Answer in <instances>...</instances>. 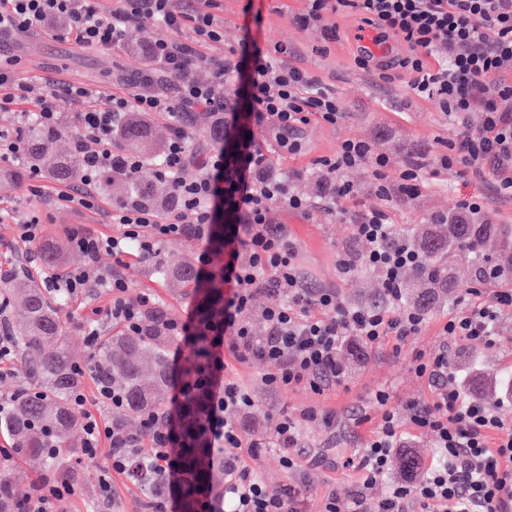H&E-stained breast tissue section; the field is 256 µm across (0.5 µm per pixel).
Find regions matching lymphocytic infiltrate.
<instances>
[{"instance_id": "1", "label": "lymphocytic infiltrate", "mask_w": 512, "mask_h": 512, "mask_svg": "<svg viewBox=\"0 0 512 512\" xmlns=\"http://www.w3.org/2000/svg\"><path fill=\"white\" fill-rule=\"evenodd\" d=\"M218 2L188 0L182 5L178 0H117L107 11L91 0H0V35L46 29L55 21L71 19L75 25L68 36L74 44L111 49L122 46L127 30L145 18L171 30V37L148 46L146 56L152 67L138 73V91L120 90L100 100L88 88L65 87V95L84 106L74 142L82 159V181L90 187L100 173L112 169L132 178L138 175L142 160L112 148L113 129L132 110L171 116L206 111L221 127L223 144L210 150L204 160H197L188 129L174 126L155 176L171 186L177 213L166 219L155 208L124 204L111 214L118 234L92 229L69 232L68 244L83 256L84 264L65 276L50 277L46 286L72 298L92 288H108L106 317L129 332L140 331L145 312L155 305L154 296L129 297L123 277L102 274L97 265L100 254L107 252L119 259L132 246L148 254L160 241L191 236L203 245L198 262L204 276L213 263L204 242L213 225H223V308L206 318L192 312L164 321L169 335L207 337L201 375L206 405L198 431L207 447L239 452L236 461L224 465L223 495L198 489L194 512H305L299 485L268 488L254 467L262 444L248 439L240 423L254 400L236 378L234 366L250 360L268 363L261 382L273 392L307 387L319 393L326 383H341L336 356L347 339L372 348L388 339L404 342L420 331L423 319L403 306L400 290L419 256L406 246L384 248V241L392 235L388 211L362 209L354 215L353 235L370 249L360 258L343 255L339 267L345 274L361 264L379 271L385 284L383 302L353 305L334 289L306 285L287 231L273 225L269 214L276 207L305 214L311 204L294 194L287 179L271 173L268 156L253 133L258 128L269 129L275 152L298 155L304 149L300 130L314 121L336 124L343 117L342 108L318 77L294 64L295 53L288 46L277 44L265 51L246 39L239 58L206 57L204 47L224 38L212 14ZM329 11L357 14L381 39L392 37L405 45V54L389 61L359 48L358 64L375 65L379 79H387L391 69L406 70L413 76L414 94L437 101L450 119L462 124L469 113L483 114L482 127L449 143L439 164L489 175L497 197L511 200L512 0H308V9L298 22L304 28L320 24ZM203 62L212 71L207 83L194 75L195 66ZM229 81L239 82L241 89L240 102L231 107L224 102V85ZM315 166L326 190L324 199L332 204L358 197L357 186L343 177L352 168H369L377 194L385 199L417 191L425 179L422 166L411 165L401 170L398 180H389L388 158L374 154L367 142L355 138L342 141L333 155L317 158ZM265 292L279 295L280 301L265 308L266 333L258 337L251 332L247 314ZM506 309H512L511 288L452 313L443 330L460 340L490 346L495 341V324ZM416 370L433 382L435 392L431 403L413 404L410 422L417 430L434 435L435 463L418 478L390 483L384 495L371 498L372 489L389 473L393 452L401 443L398 419L384 412L377 433L360 456L354 492L345 499L332 491L326 493L319 512H512V424L505 423L487 403L449 385L452 372L447 351L419 359ZM185 394V388H177L174 407L165 417L143 414L138 437L119 423L93 414L83 393L72 397L84 432L85 454L108 452L101 484H108L111 475L129 474L136 460L144 468L164 473L167 487L148 496L144 512H168L169 494L181 492L185 472L177 446ZM311 424L335 428L336 415L314 408L279 415L265 445L281 451L285 469L302 468L303 430ZM143 436L152 452L139 460L135 450Z\"/></svg>"}]
</instances>
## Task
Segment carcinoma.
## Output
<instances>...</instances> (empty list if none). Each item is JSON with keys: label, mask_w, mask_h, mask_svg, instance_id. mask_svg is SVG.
<instances>
[{"label": "carcinoma", "mask_w": 512, "mask_h": 512, "mask_svg": "<svg viewBox=\"0 0 512 512\" xmlns=\"http://www.w3.org/2000/svg\"><path fill=\"white\" fill-rule=\"evenodd\" d=\"M125 151L156 163L162 159V146L155 138L154 126L141 112L128 113L116 131ZM28 166L39 170L58 184L71 185L82 178L78 154H64L55 147L58 131L31 122L26 131ZM115 182L128 188V198L151 200L147 186L135 178L106 171L99 176V189L108 193ZM416 248L421 262L415 270L416 284L402 283L406 291L418 288L413 306L423 315L445 295L462 288L454 275L460 261L469 263L472 281L488 286L512 284V225L489 224L476 217L450 214L445 222L423 225ZM36 250L42 268L60 272L64 266L65 245L46 241ZM163 276L184 289V295L203 316L224 306V285L217 279L200 280L193 258L183 249L161 261ZM41 276L29 275L27 281H15L0 288L5 306L9 295H19L17 314L7 319L20 359L19 374L33 383L21 389L0 413V435L7 438L8 458L0 460V512H17L19 501L14 487L33 473L49 470L58 480L76 487L83 477L101 467L99 461L82 453V443L73 431L78 421L71 398L83 386L85 377L108 391L123 397L119 416L161 415L166 407L169 383L168 350L173 341L163 327V312L151 311L144 318L137 337L117 330L99 336L91 343L88 371L74 364L63 348V314L69 299L52 294L39 285ZM186 351L181 378L193 396L183 411L185 446L179 449L180 464L189 472V480L200 486L214 487L221 472L215 469V448H202L195 437V422L202 410V399L195 387L198 371L206 360L204 344L193 338L182 340ZM499 382L512 388V373L491 371L472 380V389L486 395ZM399 468L413 477L421 471L420 457L413 451L399 455ZM131 477L154 491L164 479L161 473L144 471L136 465Z\"/></svg>", "instance_id": "obj_1"}]
</instances>
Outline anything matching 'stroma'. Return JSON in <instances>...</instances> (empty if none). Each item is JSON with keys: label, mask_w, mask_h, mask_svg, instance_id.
I'll return each instance as SVG.
<instances>
[{"label": "stroma", "mask_w": 512, "mask_h": 512, "mask_svg": "<svg viewBox=\"0 0 512 512\" xmlns=\"http://www.w3.org/2000/svg\"><path fill=\"white\" fill-rule=\"evenodd\" d=\"M261 12V26L245 29L244 5ZM308 7L307 0H222L215 15L224 28L223 43L213 45L210 55L238 49L244 35H251L260 48L284 44L295 48L301 63L335 92L343 110L336 124L314 122L307 125L304 135L307 151L299 156L271 155L273 169L288 178L290 187L315 205L303 214L283 208L272 209V223L288 230L296 250V262L309 286L335 289L345 302L370 305L382 301V280L367 266L348 275L342 274L338 262L348 249L366 253L364 244L355 243L350 215L355 207L379 206L368 169L360 167L346 172L345 177L360 190L358 201H343L333 209L318 205V186L314 175V159L334 154L340 143L348 138L368 142L374 153L389 156L393 166L390 178H397L400 167L412 160L423 159L433 164L444 142L455 139L462 127L448 120L435 101L416 97L410 84V73L396 69L390 81H380L373 72L357 66L354 37L362 21L355 14L331 13L328 25L336 29V38L326 41L321 28L300 29L296 15ZM168 29L153 19H144L131 28L123 47L111 50L82 48L67 37L52 38L36 32L1 41L7 57L16 61L23 78L32 86V97L50 93L51 83H70L84 86L107 97L133 72L146 64L142 51L160 38L168 37ZM15 163H0V266L15 269L17 275L37 273L40 260L28 242L18 234V226L32 215H40L44 223L43 236L65 239L68 229L89 224L97 230L113 234L115 225L106 221L105 214L120 204V196L103 197L101 210L88 212L78 206H62L56 201L57 187L44 182L41 195L28 192L31 170L14 177ZM481 197L487 199L485 216L494 224L512 225V201L497 199L490 180L474 177L462 167L427 175L421 194L392 201L388 204L394 226H416L427 223L430 216L457 212L460 203ZM170 242L158 244L155 259L126 255L122 273L130 285L129 297L150 292L167 313L187 316L193 309L190 300L182 298L173 285L154 269L156 258L166 256ZM467 291H458L454 298L439 303L424 317L419 333L404 343L386 341L372 348L351 352L342 349L341 358L346 375L339 385L326 387L316 394L308 389L272 392L259 383L267 366L253 361L238 366L237 376L250 387L254 398L251 417L247 421L249 438L257 439L272 433L280 411L298 414L299 410L314 407L335 412L333 430L310 425L303 434L318 459L303 473L287 471L281 463L278 449H264L254 466L270 488L305 481L308 512H318L320 500L328 490L348 498L354 490L358 472L354 465L365 443L374 436L383 411L393 412L402 424L405 448L417 452L423 464L436 459L435 440L431 434L412 428L409 423L410 405L431 400L433 386L415 371L418 355L429 356L447 348L451 358L453 382L463 392H470L473 374L491 368L512 367V309L504 312L495 328L496 343L488 347L466 344L443 335L442 326L449 314L465 307ZM389 395L386 406L375 402L378 391ZM112 498H105L97 473H90L75 493L59 501L57 512H141L147 493L129 477L112 480Z\"/></svg>", "instance_id": "35a3bbf8"}]
</instances>
